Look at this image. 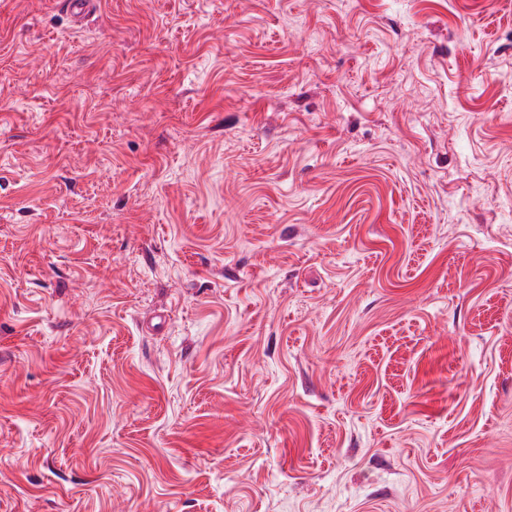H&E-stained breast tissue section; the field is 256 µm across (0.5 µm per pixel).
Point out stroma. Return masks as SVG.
<instances>
[{
	"mask_svg": "<svg viewBox=\"0 0 512 512\" xmlns=\"http://www.w3.org/2000/svg\"><path fill=\"white\" fill-rule=\"evenodd\" d=\"M0 512H512V0H0Z\"/></svg>",
	"mask_w": 512,
	"mask_h": 512,
	"instance_id": "1",
	"label": "stroma"
}]
</instances>
